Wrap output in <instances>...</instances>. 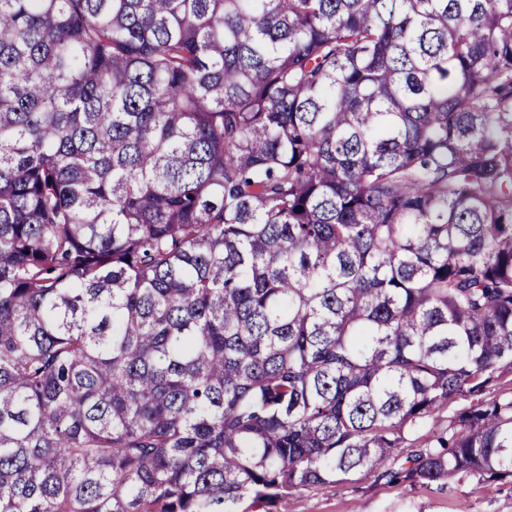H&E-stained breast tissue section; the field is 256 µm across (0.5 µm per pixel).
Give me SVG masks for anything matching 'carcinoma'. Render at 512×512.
<instances>
[{"label":"carcinoma","mask_w":512,"mask_h":512,"mask_svg":"<svg viewBox=\"0 0 512 512\" xmlns=\"http://www.w3.org/2000/svg\"><path fill=\"white\" fill-rule=\"evenodd\" d=\"M505 369L512 0H0V512L512 484ZM493 384L481 396H458L448 400V405H443L436 413L437 425L441 430L448 428V423L464 407L476 403L477 399H489L492 397L512 396V371L497 373Z\"/></svg>","instance_id":"obj_1"}]
</instances>
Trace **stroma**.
<instances>
[{
	"label": "stroma",
	"mask_w": 512,
	"mask_h": 512,
	"mask_svg": "<svg viewBox=\"0 0 512 512\" xmlns=\"http://www.w3.org/2000/svg\"><path fill=\"white\" fill-rule=\"evenodd\" d=\"M272 512H512V485L462 475L450 485L354 478L300 490Z\"/></svg>",
	"instance_id": "stroma-1"
}]
</instances>
